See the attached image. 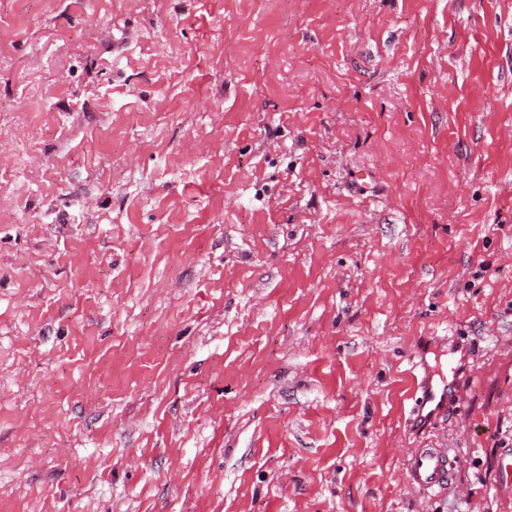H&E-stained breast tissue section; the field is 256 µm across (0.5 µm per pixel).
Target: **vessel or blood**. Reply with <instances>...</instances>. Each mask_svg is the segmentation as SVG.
Returning a JSON list of instances; mask_svg holds the SVG:
<instances>
[{"label":"vessel or blood","instance_id":"b4317fda","mask_svg":"<svg viewBox=\"0 0 512 512\" xmlns=\"http://www.w3.org/2000/svg\"><path fill=\"white\" fill-rule=\"evenodd\" d=\"M450 374L434 378L426 353H419L413 359L411 377L415 391V402L411 410L412 426L421 428L430 425L455 402L461 388L460 373L468 359V347L453 345L448 350ZM456 464L447 450L442 448H419L412 454L405 476L412 486L423 492L442 489L452 483Z\"/></svg>","mask_w":512,"mask_h":512}]
</instances>
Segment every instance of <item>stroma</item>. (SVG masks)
<instances>
[{
	"label": "stroma",
	"instance_id": "stroma-1",
	"mask_svg": "<svg viewBox=\"0 0 512 512\" xmlns=\"http://www.w3.org/2000/svg\"><path fill=\"white\" fill-rule=\"evenodd\" d=\"M502 448L512 0H0V512H512ZM434 351L432 347L422 350L413 358L411 377L415 402L411 410L410 422L416 428L430 425L455 402L463 386L459 374L465 368L468 359V346L455 344L448 349L450 374L434 382L432 369L427 354ZM455 468V460L450 458L447 449L419 448L408 460L405 476L412 486L429 492L451 484Z\"/></svg>",
	"mask_w": 512,
	"mask_h": 512
}]
</instances>
